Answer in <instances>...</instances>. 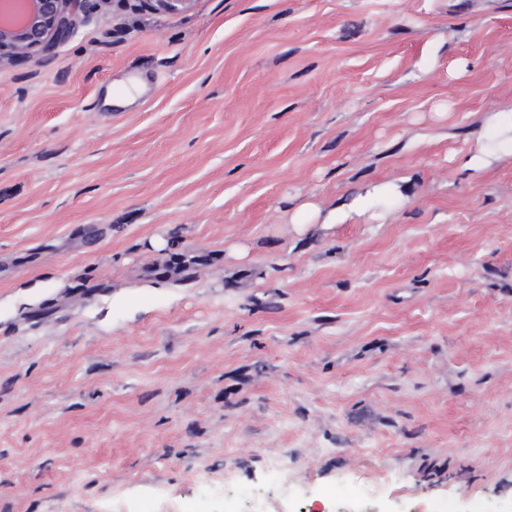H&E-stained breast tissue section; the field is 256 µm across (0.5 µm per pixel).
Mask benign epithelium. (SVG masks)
Masks as SVG:
<instances>
[{"label": "benign epithelium", "instance_id": "obj_1", "mask_svg": "<svg viewBox=\"0 0 512 512\" xmlns=\"http://www.w3.org/2000/svg\"><path fill=\"white\" fill-rule=\"evenodd\" d=\"M100 7L112 0H0V64L21 58L40 60L77 25V14L88 2ZM159 12L177 14L195 0H150Z\"/></svg>", "mask_w": 512, "mask_h": 512}]
</instances>
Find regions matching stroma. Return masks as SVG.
Listing matches in <instances>:
<instances>
[{"label":"stroma","mask_w":512,"mask_h":512,"mask_svg":"<svg viewBox=\"0 0 512 512\" xmlns=\"http://www.w3.org/2000/svg\"><path fill=\"white\" fill-rule=\"evenodd\" d=\"M508 112L512 0H140L0 66V512H512ZM499 137L502 140H490L486 142L480 153L470 159L469 164L471 167L478 169L484 166L489 159L495 157V154L501 150L505 142L511 143L512 145V122L500 125ZM397 186L394 185H380L373 186L366 190L365 194L359 195L353 202L336 211V207L326 212L323 217L320 210L312 204L303 205L300 211L294 216V224H300L304 227L311 224L312 220L320 219L321 224H336L337 221L345 219L350 212H359L366 209L369 199L380 197L387 192H394Z\"/></svg>","instance_id":"stroma-1"}]
</instances>
